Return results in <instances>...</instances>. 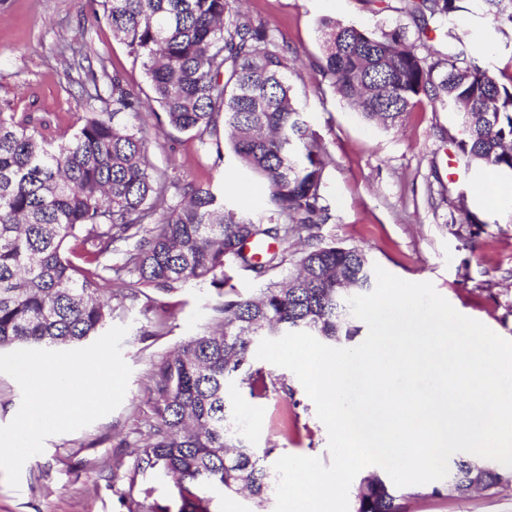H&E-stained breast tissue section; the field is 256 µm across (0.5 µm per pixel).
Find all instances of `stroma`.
I'll return each instance as SVG.
<instances>
[{
	"label": "stroma",
	"instance_id": "obj_1",
	"mask_svg": "<svg viewBox=\"0 0 512 512\" xmlns=\"http://www.w3.org/2000/svg\"><path fill=\"white\" fill-rule=\"evenodd\" d=\"M232 8L266 21L288 46L299 74L296 96L326 155L325 196L332 220L317 241L364 251L372 263L410 282L432 283L458 312L512 340V206L495 198L512 191V177L486 176L449 156L462 131L447 107L422 101L394 127L366 120L334 95L314 68L319 28L332 19L367 30L403 28L417 39L419 22L402 0H230ZM455 29L497 76H512V49L487 30L482 0H464ZM111 83L120 72L147 94L140 60L114 37L98 0H0V112L28 113L53 134L72 132L87 106L81 86L88 71ZM146 135L156 167L171 176L213 184L245 210L266 197L262 181L244 169L231 148L222 161L205 154L198 138L149 119ZM464 201L476 216L474 237L455 234L450 210ZM216 297L188 285L174 294L143 289L112 313L126 327L122 355L131 367L127 392L110 414L75 432L50 436L43 453L27 460L19 488L0 478V512H126L122 498L170 504L171 477L149 473L129 481L130 444L143 442L151 418L148 377L154 364L199 334ZM294 391L288 425H275L277 396H250L238 383L225 391L229 423L252 448L330 464L328 433L315 405L288 369L265 364ZM408 512H512V486L466 498H417Z\"/></svg>",
	"mask_w": 512,
	"mask_h": 512
}]
</instances>
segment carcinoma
<instances>
[{
	"label": "carcinoma",
	"mask_w": 512,
	"mask_h": 512,
	"mask_svg": "<svg viewBox=\"0 0 512 512\" xmlns=\"http://www.w3.org/2000/svg\"><path fill=\"white\" fill-rule=\"evenodd\" d=\"M462 0H411L408 10L448 38L444 66L426 64L399 29L380 32L324 24L321 76L333 93L368 120L392 127L426 97L457 114L467 165L512 175V76L502 81L469 55L453 18ZM488 26L508 35L512 0H489ZM103 17L141 59L162 114L158 124L194 132L223 158L222 143L268 190V208L244 214L209 183L170 178L142 134L143 101L112 75V111L88 112L71 134L54 136L32 116L0 112V349L21 344L82 343L112 320L99 295L116 277L128 288L171 294L195 283L215 290V329L204 330L155 364L150 376L149 437L133 450L130 482L147 472L175 479L176 512H210L202 486L248 490L263 507L268 459L228 425L224 385L236 378L251 396L293 390L254 365L260 336L306 331L324 340L351 339L352 313L342 292L371 289L374 271L356 248L319 243L295 270L243 296L224 290L235 261L263 277L284 257L252 261L251 245L312 231L331 218L323 192L325 154L296 98L288 51L262 20L232 10L229 0H101ZM223 118L224 136L217 119ZM124 251L113 266L112 253ZM457 496L512 485V467L491 459L452 458ZM424 490L397 487L386 474L360 482L353 512H407Z\"/></svg>",
	"instance_id": "cac0c4a2"
}]
</instances>
